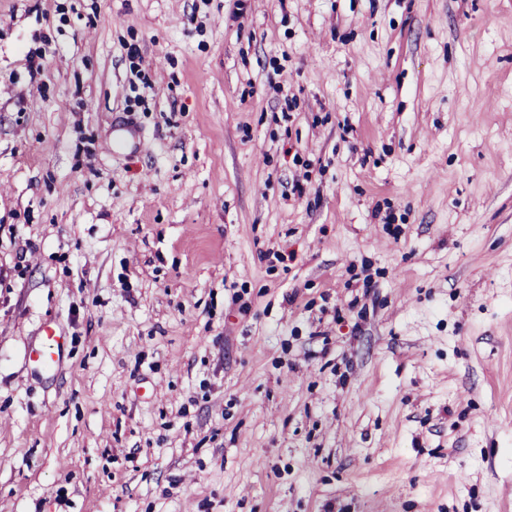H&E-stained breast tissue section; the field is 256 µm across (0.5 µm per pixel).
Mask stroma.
Instances as JSON below:
<instances>
[{
	"label": "stroma",
	"mask_w": 512,
	"mask_h": 512,
	"mask_svg": "<svg viewBox=\"0 0 512 512\" xmlns=\"http://www.w3.org/2000/svg\"><path fill=\"white\" fill-rule=\"evenodd\" d=\"M0 512H512V0H0Z\"/></svg>",
	"instance_id": "stroma-1"
}]
</instances>
